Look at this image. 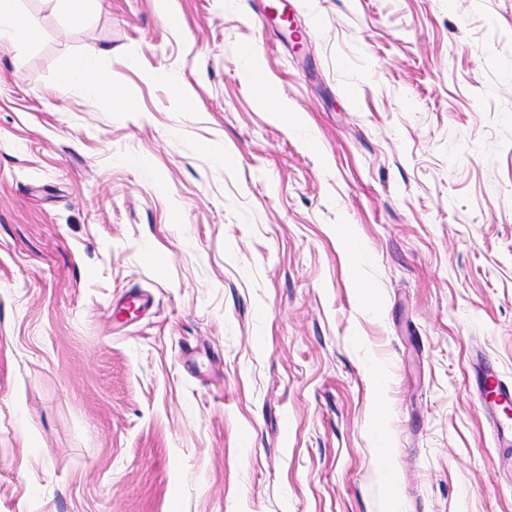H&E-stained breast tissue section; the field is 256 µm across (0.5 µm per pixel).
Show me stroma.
<instances>
[{"instance_id":"stroma-1","label":"stroma","mask_w":512,"mask_h":512,"mask_svg":"<svg viewBox=\"0 0 512 512\" xmlns=\"http://www.w3.org/2000/svg\"><path fill=\"white\" fill-rule=\"evenodd\" d=\"M18 7L0 512H512V0ZM106 50L101 47L91 46L86 51L82 61L74 69L66 71L60 78L64 87L74 83L85 84L90 92L93 102L97 105L112 106L114 104H126V95L123 89L110 83L94 67V62L102 57ZM476 388L484 400L490 418L492 434L503 448L512 446V382L505 381L489 363H484L476 374Z\"/></svg>"}]
</instances>
